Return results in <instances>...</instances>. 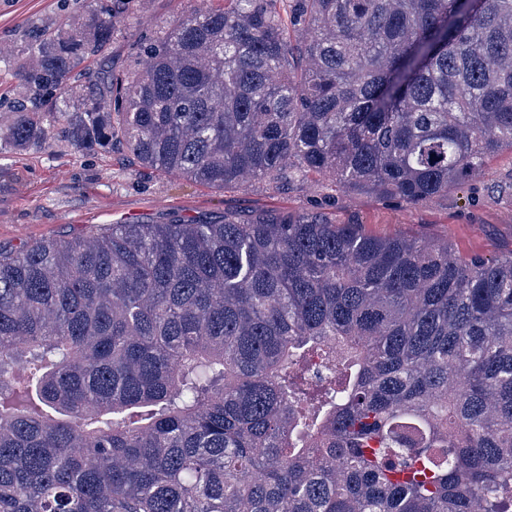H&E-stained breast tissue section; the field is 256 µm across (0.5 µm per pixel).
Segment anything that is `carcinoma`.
<instances>
[{"mask_svg": "<svg viewBox=\"0 0 512 512\" xmlns=\"http://www.w3.org/2000/svg\"><path fill=\"white\" fill-rule=\"evenodd\" d=\"M220 2L99 92L121 0L33 29L0 151L409 205L512 151V0ZM0 512H512V253L288 215L0 249Z\"/></svg>", "mask_w": 512, "mask_h": 512, "instance_id": "carcinoma-1", "label": "carcinoma"}]
</instances>
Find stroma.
<instances>
[{"mask_svg":"<svg viewBox=\"0 0 512 512\" xmlns=\"http://www.w3.org/2000/svg\"><path fill=\"white\" fill-rule=\"evenodd\" d=\"M198 0H129L112 40L117 73L142 66V35H162ZM82 0H0V45L21 47L33 27L74 15ZM313 216L361 224L380 235L450 240L461 255L512 252V153L492 158L467 186L415 206L350 193L333 179L293 174L273 183L217 188L143 168L121 145L74 152L64 137L52 148L0 154V247L45 239L76 240L115 224H167L224 214Z\"/></svg>","mask_w":512,"mask_h":512,"instance_id":"stroma-1","label":"stroma"}]
</instances>
